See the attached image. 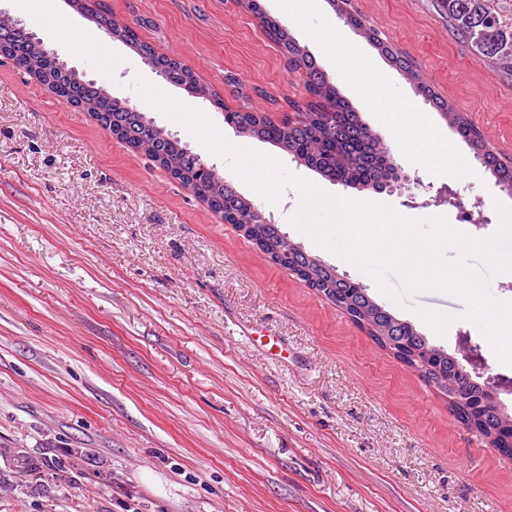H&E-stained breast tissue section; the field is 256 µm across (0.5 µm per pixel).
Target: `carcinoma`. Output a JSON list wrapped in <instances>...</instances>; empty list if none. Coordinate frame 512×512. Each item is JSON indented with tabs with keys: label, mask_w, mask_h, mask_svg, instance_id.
Masks as SVG:
<instances>
[{
	"label": "carcinoma",
	"mask_w": 512,
	"mask_h": 512,
	"mask_svg": "<svg viewBox=\"0 0 512 512\" xmlns=\"http://www.w3.org/2000/svg\"><path fill=\"white\" fill-rule=\"evenodd\" d=\"M329 2L350 28L416 83L418 94L433 104L456 129L496 183L512 187V161L490 149L479 128L421 80L413 60L382 41L377 30L368 26L354 9L352 0ZM439 3L448 16L450 30L474 55L507 74L512 73V0H439ZM238 4L278 43L288 56L290 69L303 74L307 101L303 105L289 101V105L302 113L296 122L274 123L260 112L233 111L228 119L236 131L280 149L330 182L359 192L379 189L394 173L387 159V146L380 135L371 129L331 78L323 75L316 59L298 44L280 20L265 13L258 0H238ZM97 17V29L112 40L123 42L139 55L151 58L157 67L169 72L172 82L197 87L193 70L171 66L170 58L158 54L152 44L141 40L136 30L111 10H100ZM0 52L28 75L39 71V82L61 103L93 113L95 120L112 129L127 146L151 160H158L184 189L206 200L212 210L223 213L227 223L248 227L256 247L273 264L288 268V259L280 258L275 250V244L282 240L279 226L270 220L264 221L252 200L225 186L224 181L200 176L194 152L171 139L144 113L135 111L128 101L105 94L103 86L84 79L68 67L61 56L38 52L30 32L8 28L4 21H0ZM327 105L336 113L333 124L323 122L322 112ZM299 258L300 280L345 309L379 348L386 349L382 335L390 331L397 317L377 303L367 289L341 278L335 268L327 264L318 266L302 254ZM392 341L395 343L393 357L400 360L410 361L413 351H418L416 355L422 359L418 374L430 385L437 386L439 374L448 377L447 392L454 398L450 410L456 419L473 432L497 435L499 453L512 456V432L500 422L494 406L487 405L479 415L466 410L465 400L481 395L482 383L457 370L451 355L438 354L435 345L414 327L398 329ZM90 456L86 448H64L58 454L48 455L30 448L0 444V459L4 462L0 467V491L39 494L52 485L71 487L77 484L78 461L88 460Z\"/></svg>",
	"instance_id": "1"
}]
</instances>
